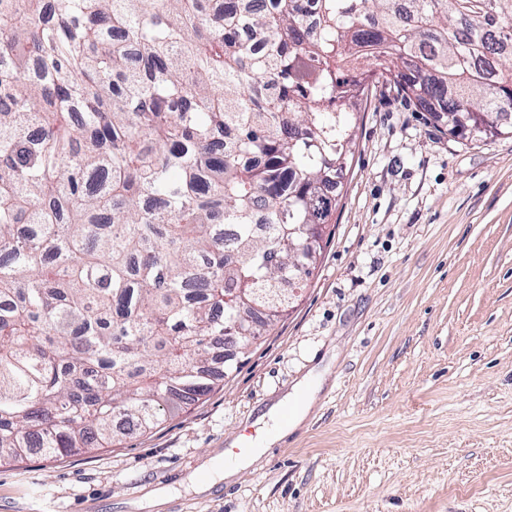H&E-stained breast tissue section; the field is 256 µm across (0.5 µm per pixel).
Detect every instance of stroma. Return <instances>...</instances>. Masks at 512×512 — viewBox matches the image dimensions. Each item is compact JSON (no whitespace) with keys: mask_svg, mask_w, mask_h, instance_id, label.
I'll use <instances>...</instances> for the list:
<instances>
[{"mask_svg":"<svg viewBox=\"0 0 512 512\" xmlns=\"http://www.w3.org/2000/svg\"><path fill=\"white\" fill-rule=\"evenodd\" d=\"M332 221L236 371L110 447L0 463V512H512V136L444 135L375 84ZM218 457L249 463L199 490ZM291 404L295 406V410L288 419L283 422L280 420V412L282 408L289 405L288 399L280 405L278 411L275 412L274 417L272 418L273 424L267 432L266 441H276L284 436H286L290 431H292L304 418L305 413L309 409L310 400L307 398H299L295 396Z\"/></svg>","mask_w":512,"mask_h":512,"instance_id":"obj_1","label":"stroma"}]
</instances>
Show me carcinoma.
Returning a JSON list of instances; mask_svg holds the SVG:
<instances>
[{
	"mask_svg": "<svg viewBox=\"0 0 512 512\" xmlns=\"http://www.w3.org/2000/svg\"><path fill=\"white\" fill-rule=\"evenodd\" d=\"M209 2L0 0V462L212 391L211 343L277 319L331 223L372 84L512 134V0Z\"/></svg>",
	"mask_w": 512,
	"mask_h": 512,
	"instance_id": "obj_1",
	"label": "carcinoma"
}]
</instances>
